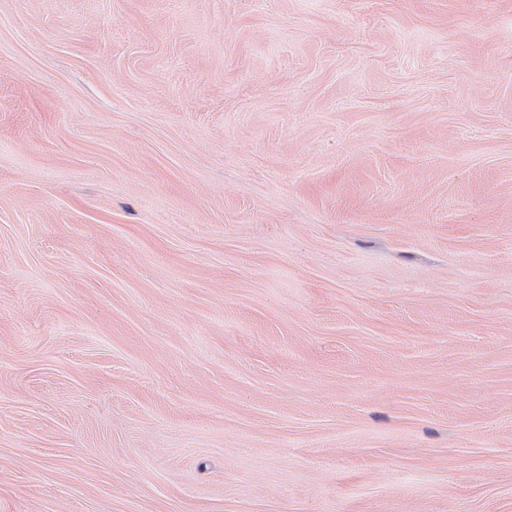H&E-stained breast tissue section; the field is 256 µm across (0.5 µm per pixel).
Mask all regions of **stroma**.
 I'll return each instance as SVG.
<instances>
[{
    "label": "stroma",
    "mask_w": 512,
    "mask_h": 512,
    "mask_svg": "<svg viewBox=\"0 0 512 512\" xmlns=\"http://www.w3.org/2000/svg\"><path fill=\"white\" fill-rule=\"evenodd\" d=\"M0 512H512V0H0Z\"/></svg>",
    "instance_id": "stroma-1"
}]
</instances>
